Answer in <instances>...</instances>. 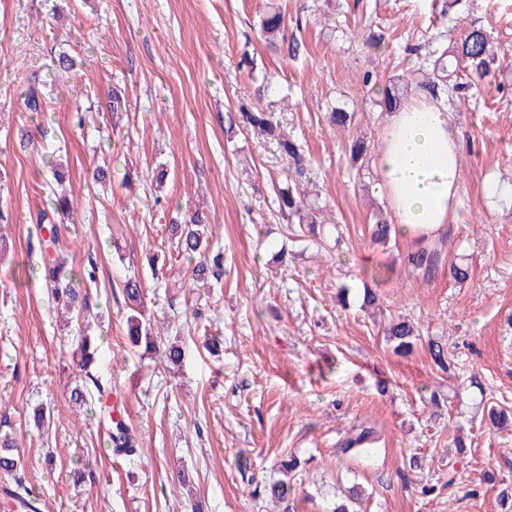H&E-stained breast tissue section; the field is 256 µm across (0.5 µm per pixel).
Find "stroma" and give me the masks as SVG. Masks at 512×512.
I'll return each mask as SVG.
<instances>
[{"label": "stroma", "mask_w": 512, "mask_h": 512, "mask_svg": "<svg viewBox=\"0 0 512 512\" xmlns=\"http://www.w3.org/2000/svg\"><path fill=\"white\" fill-rule=\"evenodd\" d=\"M271 4L285 14L274 49L260 37ZM462 18L484 24L505 56L468 105L447 106L460 219L432 239L439 263L425 279L407 266L418 243L373 242V215L390 207L375 166L352 178L349 147L376 149L374 97L419 77L428 38L457 37ZM62 53L75 61L65 78ZM33 83L40 112L25 106ZM244 106L275 113L304 150L303 173L253 130L226 135ZM338 106L354 114L348 129L328 120ZM54 164L76 208L63 255L75 272L95 268L80 282L92 305L84 331L43 280L21 274ZM293 178L327 201L339 241L296 237L278 214L275 191ZM198 208L224 253L219 281L193 279L195 259L170 235ZM0 212V434L16 440L41 512H332L355 484V512H500L512 428H493L487 411L512 412V0H0ZM457 265L467 281H455ZM130 275L145 318L163 327L158 346L183 348L180 365L131 346L119 288ZM366 280L374 305L339 303L340 285ZM397 316L420 331L406 355L385 336ZM84 335L138 438L135 458L114 456L106 423L69 404ZM39 404L51 415L41 427L27 419ZM363 424L377 433L373 452L341 455ZM84 467L91 480L75 482Z\"/></svg>", "instance_id": "35a3bbf8"}]
</instances>
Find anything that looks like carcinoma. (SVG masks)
Returning a JSON list of instances; mask_svg holds the SVG:
<instances>
[{
  "mask_svg": "<svg viewBox=\"0 0 512 512\" xmlns=\"http://www.w3.org/2000/svg\"><path fill=\"white\" fill-rule=\"evenodd\" d=\"M285 15L280 8L272 7L266 11L261 19V37L272 45L278 37L284 36ZM498 59V49L482 25L472 23L464 27L460 37L451 41L449 46L440 53L432 54L429 66L431 73L424 80L418 82L420 95L439 104H445V99L457 98L466 93L476 80L489 76L493 65ZM44 98L39 86L31 84L27 90L26 107L31 112L43 111ZM244 123L257 129L261 135L276 145L280 154L293 159L298 169H303L304 156L299 146L282 132L278 118L272 112H242L237 117H229V128L238 123ZM277 201L280 211L298 219L300 224H325L319 218L324 207L319 205L318 198L309 191L297 186L287 185L278 189ZM53 212L56 217L49 218L47 211L38 213L35 234L41 236L48 232L46 250L39 251L42 278L45 286L50 288L57 304L66 312L77 313L87 308L88 296L81 293L66 279L65 263L61 260L60 244L62 237L68 231L67 224L73 219L74 209L71 200L64 194L56 196L53 203ZM392 225L379 213L376 222L371 228V239L378 243L386 242L391 236ZM171 232L177 234L176 248L183 253L193 255L206 250L209 243L208 227L198 213L189 216L185 225H171ZM438 260L434 251L423 249L408 256L407 263L416 271L429 273ZM220 276L224 273V255L215 253L211 260L197 265L193 276L198 279L205 278L206 273ZM122 294L133 305H139L144 298L142 282L130 277L123 282ZM128 335L133 342H144L146 348L155 346V339L151 323L145 320L142 313L134 311L127 318ZM419 337V331L404 317L391 320L387 329L388 341L394 344L397 353L411 351L414 340ZM88 381L77 384L70 392L69 400L79 412L88 413L92 410L99 412V416L109 423L113 435L111 444L117 455L131 456L138 452L137 440L131 428L121 418H113L116 412L110 405V399L104 397V390L99 387L91 374H86ZM375 443V431L371 427L360 426L356 433L347 436L341 443V453L348 456H360L369 452V446ZM14 441L9 435L0 436V470L13 476V483L4 489L5 495L15 504L22 503L33 506L36 498L33 490L28 487L18 471L23 468L24 461L20 454L13 452Z\"/></svg>",
  "mask_w": 512,
  "mask_h": 512,
  "instance_id": "carcinoma-1",
  "label": "carcinoma"
}]
</instances>
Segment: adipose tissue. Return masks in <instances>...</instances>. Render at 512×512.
<instances>
[{
    "label": "adipose tissue",
    "mask_w": 512,
    "mask_h": 512,
    "mask_svg": "<svg viewBox=\"0 0 512 512\" xmlns=\"http://www.w3.org/2000/svg\"><path fill=\"white\" fill-rule=\"evenodd\" d=\"M459 150L449 113L433 103L387 114L377 166L403 238L421 243L457 221Z\"/></svg>",
    "instance_id": "adipose-tissue-1"
}]
</instances>
